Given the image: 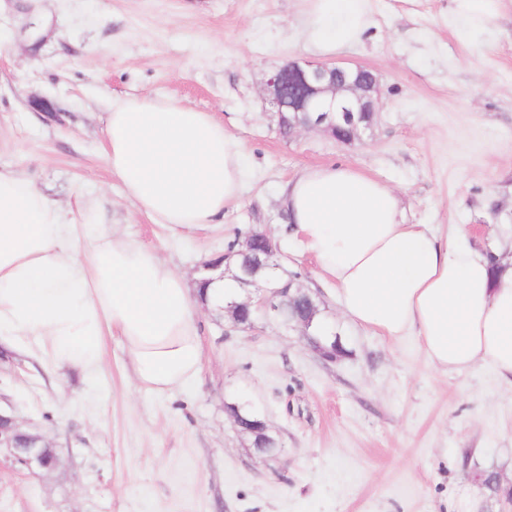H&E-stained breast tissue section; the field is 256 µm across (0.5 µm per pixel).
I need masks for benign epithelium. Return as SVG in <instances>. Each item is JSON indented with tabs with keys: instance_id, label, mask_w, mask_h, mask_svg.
Returning a JSON list of instances; mask_svg holds the SVG:
<instances>
[{
	"instance_id": "7a95c632",
	"label": "benign epithelium",
	"mask_w": 512,
	"mask_h": 512,
	"mask_svg": "<svg viewBox=\"0 0 512 512\" xmlns=\"http://www.w3.org/2000/svg\"><path fill=\"white\" fill-rule=\"evenodd\" d=\"M261 98L269 121L277 127L320 130L339 142L363 143L374 127L379 111V79L361 66L348 67L290 59L274 67L264 82ZM278 244L266 233L248 236L238 248H230L224 257L202 263V269L230 277L247 288L241 301L225 303L234 327L247 330L261 315L272 316L285 328H298L308 346L322 359L333 361L341 355L336 339H329L314 325L317 308L310 290L299 281H258L264 269H276ZM241 432L253 439V448L269 454L274 440L258 413L245 405H231ZM48 444L42 435L23 429L11 415L0 411V453L5 452L30 469H48L45 457Z\"/></svg>"
}]
</instances>
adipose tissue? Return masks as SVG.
Listing matches in <instances>:
<instances>
[{
	"label": "adipose tissue",
	"instance_id": "ef3b65f1",
	"mask_svg": "<svg viewBox=\"0 0 512 512\" xmlns=\"http://www.w3.org/2000/svg\"><path fill=\"white\" fill-rule=\"evenodd\" d=\"M313 53L360 41L367 0H306ZM450 28H490L512 0H451ZM104 155L126 199L177 233L224 221L248 173L246 146L208 112L148 95L113 99ZM282 203L342 314L382 335L416 337L433 368L478 365L512 380V268L492 270L467 231L405 223L395 190L349 165H315ZM233 284H187L150 246L107 223L97 197L71 205L0 168V335L47 339L63 362L97 367L105 333L120 336L138 383L191 387L203 347L196 310Z\"/></svg>",
	"mask_w": 512,
	"mask_h": 512
}]
</instances>
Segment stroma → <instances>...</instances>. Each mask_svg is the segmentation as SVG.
Here are the masks:
<instances>
[{
    "label": "stroma",
    "instance_id": "stroma-1",
    "mask_svg": "<svg viewBox=\"0 0 512 512\" xmlns=\"http://www.w3.org/2000/svg\"><path fill=\"white\" fill-rule=\"evenodd\" d=\"M11 0L0 12V167L62 201L103 194L107 214L194 275L253 231L279 245L282 277L322 302L343 356L326 361L270 317L232 326L202 308L195 388L137 382L118 337L99 369L60 361L32 336L0 342V408L47 436L60 464L0 455V512H512V382L491 368L442 373L414 337L343 318L281 205L302 169L345 163L396 189L405 223L464 224L512 259V12L449 30L448 0H368L362 40L334 54L380 79L363 144L282 137L260 85L310 58L304 0ZM51 34L31 52L26 25ZM152 95L214 114L245 142L250 178L224 222L174 234L121 194L102 155L113 98ZM45 96L58 118L33 111ZM248 402L277 441L258 455L230 413Z\"/></svg>",
    "mask_w": 512,
    "mask_h": 512
}]
</instances>
